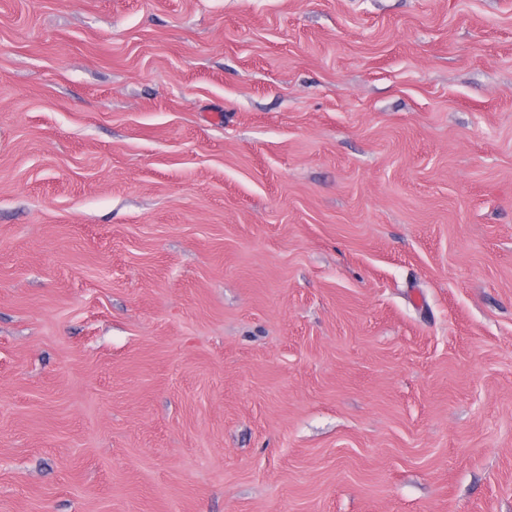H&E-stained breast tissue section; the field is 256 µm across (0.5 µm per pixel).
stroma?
I'll return each mask as SVG.
<instances>
[{
  "label": "stroma",
  "mask_w": 512,
  "mask_h": 512,
  "mask_svg": "<svg viewBox=\"0 0 512 512\" xmlns=\"http://www.w3.org/2000/svg\"><path fill=\"white\" fill-rule=\"evenodd\" d=\"M0 512H512V0H0Z\"/></svg>",
  "instance_id": "obj_1"
}]
</instances>
